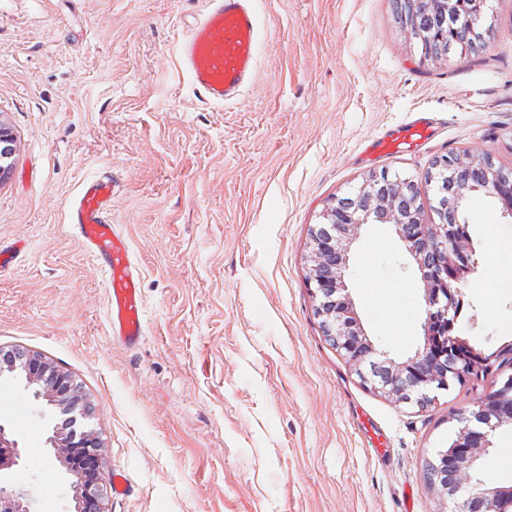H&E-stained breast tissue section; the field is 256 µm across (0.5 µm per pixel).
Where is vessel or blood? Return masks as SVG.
<instances>
[{
	"instance_id": "obj_1",
	"label": "vessel or blood",
	"mask_w": 512,
	"mask_h": 512,
	"mask_svg": "<svg viewBox=\"0 0 512 512\" xmlns=\"http://www.w3.org/2000/svg\"><path fill=\"white\" fill-rule=\"evenodd\" d=\"M206 7L179 45V61L194 91L207 103L221 106L237 98L255 75L260 43L258 17L251 0H204ZM427 120L412 122L407 138L383 139L379 153L421 142ZM113 179L86 181L69 213V225L106 273L109 325L113 339L133 345L144 334L141 267L118 225L112 222Z\"/></svg>"
}]
</instances>
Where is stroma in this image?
<instances>
[{"mask_svg": "<svg viewBox=\"0 0 512 512\" xmlns=\"http://www.w3.org/2000/svg\"><path fill=\"white\" fill-rule=\"evenodd\" d=\"M203 0H0V121L15 137L0 181V349L73 376L84 419L125 494L107 512H437L422 463L474 381L421 410L366 388L325 339L304 257L335 197L369 172L421 176L468 149L512 167V0H489L483 52L425 56L391 0H254L256 76L234 102H202L177 47ZM431 138L379 155L416 118ZM117 180L112 221L142 269L144 336L109 334L106 274L67 224L82 183ZM478 266L459 334L512 343V289L494 288L500 203L460 214ZM359 319L398 361L420 343L424 285L386 224L363 225L345 273ZM0 420L23 453L10 471L36 512H69L54 421L24 382L0 385ZM479 473L512 488V427Z\"/></svg>", "mask_w": 512, "mask_h": 512, "instance_id": "stroma-1", "label": "stroma"}]
</instances>
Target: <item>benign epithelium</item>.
<instances>
[{"mask_svg":"<svg viewBox=\"0 0 512 512\" xmlns=\"http://www.w3.org/2000/svg\"><path fill=\"white\" fill-rule=\"evenodd\" d=\"M419 4L420 0H407L401 26L424 47L435 40L448 41V22L431 29L418 25L415 9ZM441 4L458 8V16L469 29L490 30L478 0H441ZM13 143L12 130L0 122V181L10 175ZM462 163L481 168V179L464 190L434 197L431 210L438 221L427 219L425 205L407 203V197L422 190L427 182L441 176L454 181ZM358 192L374 195L375 203L351 211L346 207V197H338L325 207L323 222L314 225L310 232L305 264L322 332L365 386L398 403L425 409L434 402L436 392L454 383L494 379L498 388L486 395L478 409L459 413L460 427L455 438L434 459H425L423 468L428 485L439 496L440 508L436 512H507L512 507V488L490 487L475 473L490 448V433L500 426L512 425V374L506 375L498 367L501 356L512 354V344L487 354L456 335L455 303L462 299L461 285L477 262L473 260L468 232L459 220L448 222L443 215L450 210L459 211L468 193L484 192L500 199L504 212L512 217V182L502 179L491 157L467 151L437 157L425 179L397 178L387 170L373 172L363 180ZM364 224L392 225L424 283L422 343L401 363L375 348L346 293L344 270L350 244L356 230ZM13 373L25 379L35 400L47 406L59 405L65 396L70 400L69 411L79 404L70 377L37 355L24 351L11 355L6 366L0 367V379ZM65 426L64 432L54 429L48 443L69 475L73 512H106L102 502L106 487L102 447L92 432H77L72 418L66 419ZM71 448L81 450L93 462L97 469L95 484L84 483L82 475L68 464ZM20 456L18 444L8 439L5 426L0 424V512H33L29 494L14 487L2 474Z\"/></svg>","mask_w":512,"mask_h":512,"instance_id":"1","label":"benign epithelium"}]
</instances>
